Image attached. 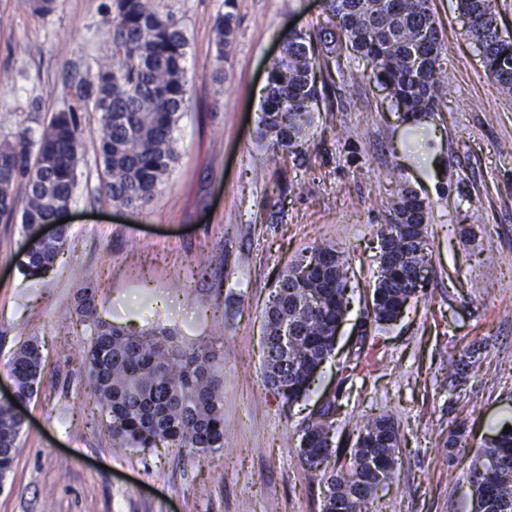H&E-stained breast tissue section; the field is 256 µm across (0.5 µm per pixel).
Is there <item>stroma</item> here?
Instances as JSON below:
<instances>
[{
    "instance_id": "obj_1",
    "label": "stroma",
    "mask_w": 512,
    "mask_h": 512,
    "mask_svg": "<svg viewBox=\"0 0 512 512\" xmlns=\"http://www.w3.org/2000/svg\"><path fill=\"white\" fill-rule=\"evenodd\" d=\"M188 39L190 92L179 159L143 211L112 204L96 162L99 115H81L84 158L69 236L54 269L24 279L21 224L0 222V398L6 363L40 342L44 375L22 408L0 512H322L328 460L299 455L311 414L340 398L337 440L362 416L399 429L396 478L370 512H476L469 473L512 426V96L486 73L458 0H430L453 84L438 110L406 124L359 59L341 56L298 151L269 164L256 136L267 71L289 31L316 34L324 0H234L235 35L216 64L212 23L224 0H151ZM111 0H57L46 17L0 0V139L38 137L73 83L112 56ZM429 202V267L403 316L377 333L373 364L343 379L377 274V229L401 189ZM343 252L351 310L308 394L286 404L263 379L262 314L278 276L319 246ZM98 317L130 333L163 328L214 353L223 379L224 445L116 452L73 352L81 288ZM476 365L462 362L469 348ZM464 440L449 447L448 432Z\"/></svg>"
}]
</instances>
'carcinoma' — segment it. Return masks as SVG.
Here are the masks:
<instances>
[{"instance_id":"carcinoma-1","label":"carcinoma","mask_w":512,"mask_h":512,"mask_svg":"<svg viewBox=\"0 0 512 512\" xmlns=\"http://www.w3.org/2000/svg\"><path fill=\"white\" fill-rule=\"evenodd\" d=\"M56 0H26L31 14L44 17ZM213 22L218 60L232 42V0ZM466 33L479 45L487 74L512 93V41L499 34L493 0H459ZM115 68L96 63L94 74L74 84L68 109L56 113L35 139L0 140V218L20 216L27 242L18 259L26 279L44 277L64 250L77 169L83 156L80 113L97 112V157L103 189L112 203L145 209L156 197L179 154L173 132L189 95L184 67L188 40L170 17L150 0H114ZM320 48L303 33L288 37L283 55L270 67L261 104V135L283 156L301 144L313 125L317 100L316 69L339 65L345 49L371 62L370 77L389 91L405 115L432 112L445 95L448 71L442 69L443 37L429 0H326ZM430 205L411 189L391 204L378 230V273L364 322L365 331L396 321L415 297L414 243L426 233ZM58 224L52 239L36 238L38 225ZM349 264L332 246L299 257L277 279L264 318L265 380L286 403L310 390L336 344V323L347 314ZM96 314L90 289L83 290L76 316ZM288 331V350L280 345ZM97 403L109 418L119 448L144 451L161 445L206 452L224 447L222 378L214 355L174 347L154 333L130 334L97 321L96 334L80 354ZM15 402L0 403V448H17L22 430L16 408L37 393L43 372L40 345L27 342L7 362ZM338 402H328L303 429L299 453L309 469L333 454ZM398 429L392 417L368 418L359 427L344 470L325 485L323 512H365L382 480L396 477ZM471 485L482 512H512V431L481 449Z\"/></svg>"}]
</instances>
